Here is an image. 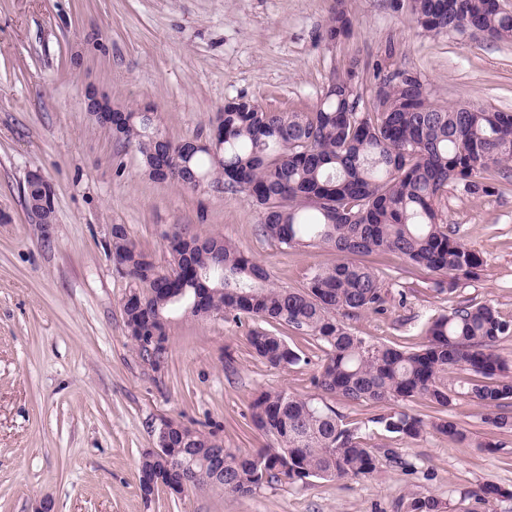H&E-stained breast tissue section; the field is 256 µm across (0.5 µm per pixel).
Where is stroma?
Returning a JSON list of instances; mask_svg holds the SVG:
<instances>
[{
  "mask_svg": "<svg viewBox=\"0 0 512 512\" xmlns=\"http://www.w3.org/2000/svg\"><path fill=\"white\" fill-rule=\"evenodd\" d=\"M345 3L352 31L333 44L324 30L336 0H0V512H33L45 496L56 512H408L423 496L441 512H512V433L491 430L484 409L462 397L448 416L465 442L430 430L406 439L375 423L377 408L333 398L380 460L366 478H311L243 497L162 490L147 501L139 490L140 455L163 419L218 430L233 451L270 445L250 421L252 402L263 391L314 393L325 349L285 331L303 361L274 368L248 347L250 318L176 309L168 360L152 370L124 324L132 281L112 264L113 225L162 270L167 232L222 237L290 289L335 256L262 236L259 211L242 194L151 179L89 115L87 92L151 106L172 141L204 140L224 104L242 96L312 111L354 57L365 94L376 90L380 62L418 72L438 104L512 112V42L421 32L394 0ZM33 171L54 191L48 227L25 208ZM439 210L483 258L481 277L451 288L396 255L366 257L385 310L347 318L354 335L414 350L429 322L466 302L492 304L512 321V185L481 197L449 187ZM484 437L495 451L476 446ZM488 482L502 496L478 500Z\"/></svg>",
  "mask_w": 512,
  "mask_h": 512,
  "instance_id": "35a3bbf8",
  "label": "stroma"
}]
</instances>
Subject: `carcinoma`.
Segmentation results:
<instances>
[{"mask_svg":"<svg viewBox=\"0 0 512 512\" xmlns=\"http://www.w3.org/2000/svg\"><path fill=\"white\" fill-rule=\"evenodd\" d=\"M422 32L482 33L512 41V11L500 0H398ZM352 18L336 10L325 39L337 42ZM356 59L327 86L311 112L268 110L241 97L224 105L220 125L224 150L201 151L188 159L206 185L240 193L260 210V231L286 248L323 246L336 261L317 268L302 289L278 288L265 266L236 245L208 237L202 244L180 231L165 235L169 271L157 270L150 255L112 225V263L134 283L139 296L123 305L125 326L135 336L168 331L167 314L188 305L195 317L248 315L268 328L247 336L253 354L286 368L301 357L280 332L290 329L325 348L313 382L317 393L299 396L265 391L251 405L252 424L274 445L256 452L224 451L220 489L251 495L263 486L309 478L360 479L379 464L375 453L329 402L383 406L418 397L438 415L425 421L406 412L380 414L372 422L414 439L432 431L464 442L468 434L443 416L453 400L465 397L486 410L485 423L512 431V378L496 343L512 335V324L489 304H462L432 320L426 341L399 350L353 335L341 317L383 310L377 272L357 256L394 253L413 266L448 279H477L484 261L444 224L439 203L448 185L468 196L498 191L512 174V112L478 105L440 106L414 71L379 66L375 95L357 87ZM140 156L144 170L157 152L153 129L131 109L117 138ZM463 372L459 385L448 374ZM194 446L189 475L178 461L173 476L184 477L187 492L211 486L206 438L184 427ZM164 466L139 461L143 497L154 494ZM409 512H440L431 497L411 501Z\"/></svg>","mask_w":512,"mask_h":512,"instance_id":"cac0c4a2","label":"carcinoma"}]
</instances>
